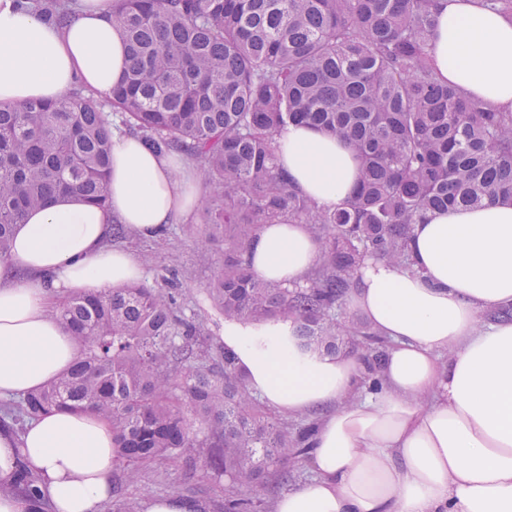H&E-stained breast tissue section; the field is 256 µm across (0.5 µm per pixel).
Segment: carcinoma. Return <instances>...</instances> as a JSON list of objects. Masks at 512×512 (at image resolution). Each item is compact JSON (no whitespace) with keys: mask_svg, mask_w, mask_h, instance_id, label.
<instances>
[{"mask_svg":"<svg viewBox=\"0 0 512 512\" xmlns=\"http://www.w3.org/2000/svg\"><path fill=\"white\" fill-rule=\"evenodd\" d=\"M63 23L77 0H14ZM512 21V0H472ZM124 78L99 100L80 88L53 101L0 106V260L17 225L54 198L107 204L112 133L157 153L203 162L205 241L224 240L208 296L226 319L290 318L307 350L361 347V388L381 387L388 341L342 306L368 260L416 272L413 225L436 210L512 200V111L442 82L431 42L435 0H113ZM335 135L355 152L359 184L333 208L290 188L277 138L293 124ZM306 224L320 245L314 272L292 284L249 269L262 224ZM169 291L134 285L66 299L53 314L79 344L54 383L0 405L20 428L53 409L90 408L112 423L111 512H141L124 486L148 461L195 460L225 476L221 512H268L266 478L298 467L318 423L288 422L252 394L227 348L178 314ZM14 491L39 504L19 463Z\"/></svg>","mask_w":512,"mask_h":512,"instance_id":"carcinoma-1","label":"carcinoma"}]
</instances>
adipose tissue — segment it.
<instances>
[{
    "instance_id": "1",
    "label": "adipose tissue",
    "mask_w": 512,
    "mask_h": 512,
    "mask_svg": "<svg viewBox=\"0 0 512 512\" xmlns=\"http://www.w3.org/2000/svg\"><path fill=\"white\" fill-rule=\"evenodd\" d=\"M66 26L0 0V104L53 99L78 86L106 96L127 60L112 0H80ZM431 55L441 81L512 111V22L472 0H439ZM291 185L319 206L343 200L360 164L339 138L291 126L277 139ZM108 205L78 195L31 211L0 264V397L43 389L79 346L55 304L139 282L142 262L108 245L113 221L153 237L186 220L201 175L186 158L138 139L112 138ZM416 273L368 261L347 300L391 343L384 387L360 390L356 353L299 347L292 320L224 323L247 386L282 414L319 413L312 475L275 512H512V201L427 214L414 225ZM320 248L304 224H264L248 247L261 279L302 281ZM37 478L51 512H102L112 497V425L85 409L38 416L23 434L0 431V512H36L5 492L18 463Z\"/></svg>"
}]
</instances>
